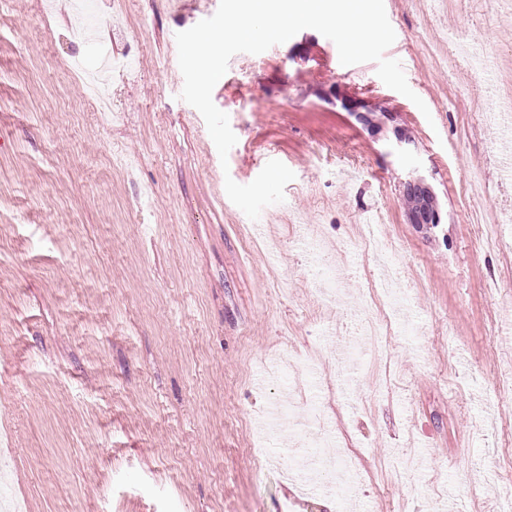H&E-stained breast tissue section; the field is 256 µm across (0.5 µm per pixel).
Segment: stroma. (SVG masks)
I'll return each mask as SVG.
<instances>
[{
    "label": "stroma",
    "mask_w": 512,
    "mask_h": 512,
    "mask_svg": "<svg viewBox=\"0 0 512 512\" xmlns=\"http://www.w3.org/2000/svg\"><path fill=\"white\" fill-rule=\"evenodd\" d=\"M416 100L368 61L342 65L312 29L234 55L212 92L237 137L220 159L180 100L170 38L200 20L174 0H102L114 60L110 112L82 95L69 58L71 0H0V428L7 491L23 512H348L342 491L308 495L288 471L309 450L311 396L265 377L287 358L339 383L335 457L353 444L357 512H466L498 487L485 418L512 425V176L489 119L512 98V13L501 0H384ZM479 40L492 88L451 60ZM394 116L388 146L347 101ZM294 173L283 203L250 220L213 197L268 161ZM423 175L440 221L412 224L404 182ZM374 221L397 249L403 311L382 380L343 371L359 314L333 310L298 236L353 239ZM504 222L507 244L477 243ZM416 472L378 493L405 455Z\"/></svg>",
    "instance_id": "stroma-1"
}]
</instances>
